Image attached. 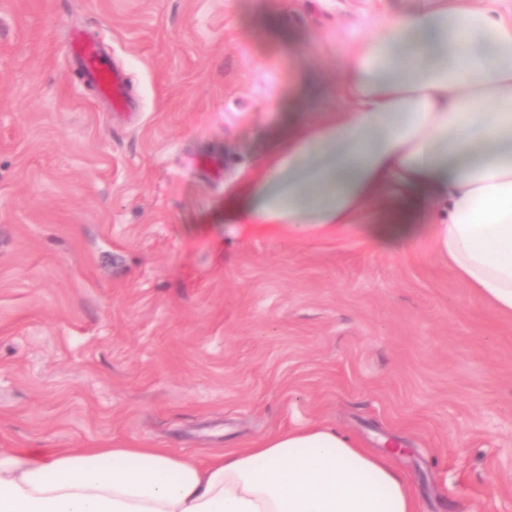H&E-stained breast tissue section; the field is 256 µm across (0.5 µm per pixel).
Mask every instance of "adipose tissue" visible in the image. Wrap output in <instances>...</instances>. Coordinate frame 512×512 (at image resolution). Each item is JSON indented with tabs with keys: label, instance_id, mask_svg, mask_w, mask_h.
<instances>
[{
	"label": "adipose tissue",
	"instance_id": "adipose-tissue-1",
	"mask_svg": "<svg viewBox=\"0 0 512 512\" xmlns=\"http://www.w3.org/2000/svg\"><path fill=\"white\" fill-rule=\"evenodd\" d=\"M497 0L425 5L349 50L353 109L297 132L233 223L296 235L355 223L396 242L429 209L438 252L512 314V20ZM0 512H419L389 454L312 423L198 461L164 448H0Z\"/></svg>",
	"mask_w": 512,
	"mask_h": 512
}]
</instances>
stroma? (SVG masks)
Segmentation results:
<instances>
[{
	"instance_id": "obj_1",
	"label": "stroma",
	"mask_w": 512,
	"mask_h": 512,
	"mask_svg": "<svg viewBox=\"0 0 512 512\" xmlns=\"http://www.w3.org/2000/svg\"><path fill=\"white\" fill-rule=\"evenodd\" d=\"M424 0H0V448L206 459L323 422L399 443L420 512H512V315L427 233L224 216L343 57ZM100 42L116 114L65 64ZM66 60H74L97 86L101 97L107 99L116 110L129 106L127 82L124 74L104 54V50L92 38L71 41Z\"/></svg>"
}]
</instances>
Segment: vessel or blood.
Segmentation results:
<instances>
[{"label":"vessel or blood","instance_id":"1","mask_svg":"<svg viewBox=\"0 0 512 512\" xmlns=\"http://www.w3.org/2000/svg\"><path fill=\"white\" fill-rule=\"evenodd\" d=\"M68 60L78 63L101 97L107 99L114 109H126L130 103L124 74L112 66L100 45L91 38L71 41Z\"/></svg>","mask_w":512,"mask_h":512}]
</instances>
